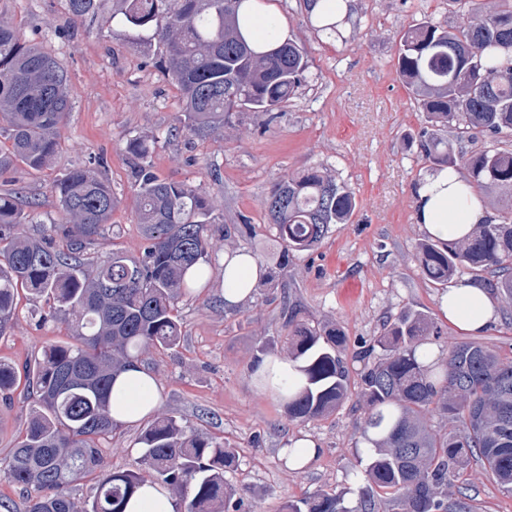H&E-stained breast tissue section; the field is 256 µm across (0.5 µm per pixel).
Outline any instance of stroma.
I'll list each match as a JSON object with an SVG mask.
<instances>
[{
  "label": "stroma",
  "instance_id": "1",
  "mask_svg": "<svg viewBox=\"0 0 512 512\" xmlns=\"http://www.w3.org/2000/svg\"><path fill=\"white\" fill-rule=\"evenodd\" d=\"M262 8L306 54V84L273 122L242 111L197 138L181 132L182 95L156 68V46L120 34L111 10L72 26L65 0H0V14L62 64L72 101L57 162L41 171L16 163L0 176V193L37 203L24 230L41 236L61 220L58 179L68 169L97 166L117 205L103 237L86 250L96 261L115 250L138 258L145 245L135 215L131 137L149 136L150 162L161 178L202 186L215 218L207 227L210 275L177 304L179 343L140 356L158 385L151 418L177 416L235 448L237 467L224 479L242 497L244 512H281L285 503L319 490L344 492L352 503L365 485L369 451L359 393L369 362L358 352L382 334L388 318L408 310L430 316L441 332L432 343L439 351L466 338L442 310L447 286L429 281L418 261L417 246L428 238L415 220L416 189L432 169L418 146L427 118L395 66L400 32L425 20L455 25L458 5L350 0L335 40L316 34L304 0H264ZM65 25L70 37L58 38L56 29ZM311 167L327 168L354 191L350 222L331 225L319 244L295 253L278 287L257 283L251 299L225 307V252L244 250L263 261L279 251L262 202L281 176ZM244 218L252 226L247 235L238 231ZM292 315L339 329L345 338L350 395L333 413L306 422L289 420L282 398L252 379L261 359L288 356ZM73 321L45 299L20 292L17 313L0 335V363L23 368L46 347L67 341ZM34 406L24 388L0 394V458L23 434ZM149 420L121 426L101 441L106 467L140 469L137 439ZM302 438L314 440L319 454L306 470L293 471L281 450ZM455 487L470 498L473 512H512V496L479 461L462 471Z\"/></svg>",
  "mask_w": 512,
  "mask_h": 512
}]
</instances>
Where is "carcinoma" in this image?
I'll list each match as a JSON object with an SVG mask.
<instances>
[{
    "label": "carcinoma",
    "instance_id": "obj_1",
    "mask_svg": "<svg viewBox=\"0 0 512 512\" xmlns=\"http://www.w3.org/2000/svg\"><path fill=\"white\" fill-rule=\"evenodd\" d=\"M105 0H66L72 23L94 20ZM249 0H112V18L151 32L162 47L159 67L181 91L185 130L202 137L240 110H275L305 81L307 60L291 40L272 30L258 44L245 34ZM463 15L450 28L422 22L399 38L397 69L430 128L420 134L425 159L440 167L462 165L472 187L498 194L500 216L473 227L461 241L418 246L426 277L443 284L453 276L494 274L491 287L512 302V149L499 147L512 133V0H454ZM314 30L340 37L342 20L329 6L311 15ZM71 96L66 72L51 54L0 17V132L11 145L0 151V174L21 162L39 171L55 162ZM451 129L447 137L437 128ZM485 134L492 144L463 152L458 144ZM137 223L146 246L138 259L113 252L87 269L81 252L104 232L117 199L91 168L66 172L55 185L64 223L32 238L18 232L30 215L11 194H0V333L16 315L19 290L52 302L75 317L72 341L45 348L23 368L38 406L15 448L0 460V475L26 493V512H125L146 482L179 494L184 512H243V500L224 483L236 452L194 433L174 416L156 419L138 439L139 472L107 470L100 440L112 434L114 376L150 346L172 348L181 330L176 305L189 288L188 268L207 262L213 223L202 188L160 178L148 160L149 141L136 136ZM265 207L277 229L282 258L266 286L277 287L288 256L319 243L332 224H346L355 194L321 167L288 175ZM440 331L429 316L404 312L364 350L384 357L361 375V429L369 445L367 484L355 504L341 492L320 490L284 512H472L467 495L448 493L476 458L502 492L512 495V355L481 341L455 342L444 359L419 350ZM291 360L304 385L285 399L288 418L307 421L335 410L349 395V372L339 356V330L304 322L289 325ZM18 372L0 363V391L12 390ZM452 423L433 431L426 414ZM97 475L93 499L78 504L73 482Z\"/></svg>",
    "mask_w": 512,
    "mask_h": 512
}]
</instances>
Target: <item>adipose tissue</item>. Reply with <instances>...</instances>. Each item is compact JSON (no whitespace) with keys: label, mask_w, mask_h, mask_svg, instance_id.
<instances>
[{"label":"adipose tissue","mask_w":512,"mask_h":512,"mask_svg":"<svg viewBox=\"0 0 512 512\" xmlns=\"http://www.w3.org/2000/svg\"><path fill=\"white\" fill-rule=\"evenodd\" d=\"M417 221L433 237L458 240L474 225L487 220L481 200L465 190L457 171L444 168L431 173L420 186L416 202ZM263 269L250 253L240 250L224 255V303L232 307L252 293ZM451 325L461 331H484L495 314V301L489 289L477 281H462L451 288L443 303ZM157 384L142 367L122 372L112 387V418L120 425L131 424L154 408Z\"/></svg>","instance_id":"ef3b65f1"}]
</instances>
